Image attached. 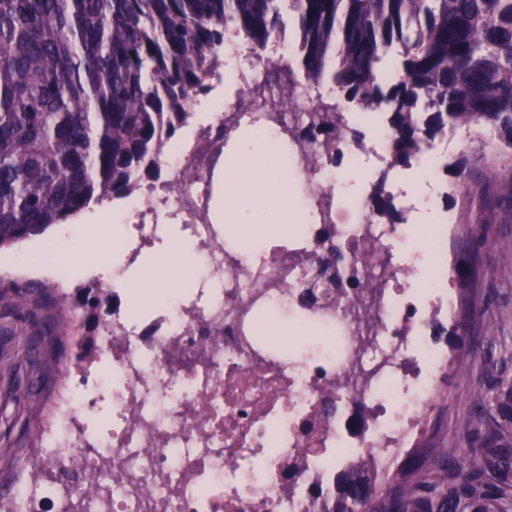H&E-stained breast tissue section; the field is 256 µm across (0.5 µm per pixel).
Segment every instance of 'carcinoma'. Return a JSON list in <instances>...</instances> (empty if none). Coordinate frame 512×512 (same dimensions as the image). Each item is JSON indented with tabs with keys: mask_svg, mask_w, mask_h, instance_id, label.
<instances>
[{
	"mask_svg": "<svg viewBox=\"0 0 512 512\" xmlns=\"http://www.w3.org/2000/svg\"><path fill=\"white\" fill-rule=\"evenodd\" d=\"M287 16L296 67L266 74L280 105L297 68L308 86L387 113L389 165L372 193L387 223H400L387 175L448 129L484 126L512 152V0H0V249L159 180L161 148L220 76L226 40L260 57L285 38ZM289 133L315 157L341 129L336 113L321 112L297 117ZM30 293H0L13 314L0 336L33 353L61 342L50 311L65 309L49 290ZM78 302L90 331L74 338L83 355L96 350L110 295L91 281ZM367 472L364 462L330 485L288 489L304 512L317 502L321 512H465L480 500L500 512L506 488L492 492L485 477H507L512 454L473 457L451 492L446 475L393 484Z\"/></svg>",
	"mask_w": 512,
	"mask_h": 512,
	"instance_id": "cac0c4a2",
	"label": "carcinoma"
}]
</instances>
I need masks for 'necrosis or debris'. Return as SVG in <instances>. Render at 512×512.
<instances>
[{
    "instance_id": "necrosis-or-debris-1",
    "label": "necrosis or debris",
    "mask_w": 512,
    "mask_h": 512,
    "mask_svg": "<svg viewBox=\"0 0 512 512\" xmlns=\"http://www.w3.org/2000/svg\"><path fill=\"white\" fill-rule=\"evenodd\" d=\"M251 61L236 76L229 103L239 124L274 133L281 125L252 111ZM349 136L337 141L315 171H302L301 207L313 221L296 225L287 244L255 251L207 220L212 143L224 133L222 115L190 123L165 144L166 174L139 189L130 257L175 223L180 242L198 259V288L149 313L132 316L121 272L108 283L117 303L95 360L84 361L53 393L39 433L40 456L20 462L24 479L13 512H74L83 490L106 465L128 479L102 498L98 512H294L283 472L304 462L299 482L330 481L336 468L370 460L375 473L419 447L436 392L448 378V351L437 329L448 321L455 293L448 262L414 287L412 215L421 202L400 189L392 197L406 220L381 224L368 194L345 198L344 172L387 165L384 113L346 106ZM195 168L186 179V168ZM375 241L379 268L363 245ZM334 265L324 276L339 290L351 280L375 287L368 304L375 321L307 295L323 253ZM278 316L285 355L256 333L257 318ZM82 458L71 465V454Z\"/></svg>"
}]
</instances>
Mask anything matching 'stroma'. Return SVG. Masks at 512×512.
<instances>
[{
	"instance_id": "stroma-1",
	"label": "stroma",
	"mask_w": 512,
	"mask_h": 512,
	"mask_svg": "<svg viewBox=\"0 0 512 512\" xmlns=\"http://www.w3.org/2000/svg\"><path fill=\"white\" fill-rule=\"evenodd\" d=\"M437 142L449 163L438 174L448 193L437 207L457 225L449 253L469 255L467 283L457 292V304L476 315L465 334L448 339L449 354L462 352L466 358L448 364V387L424 440L428 453L404 461L417 482L436 479L437 449L512 448V392L503 384L504 379L512 380V278L507 275L512 268V208L500 203L501 197L512 194V155L482 147L464 127L438 136ZM463 158L473 173H495L483 195L472 197L457 188L452 167ZM48 242L44 235L0 249V280L48 286L59 282L68 296H75L87 279L61 275ZM6 383L0 374V496L5 498L14 491L16 462L30 448L28 429L38 418L29 402L4 396Z\"/></svg>"
}]
</instances>
